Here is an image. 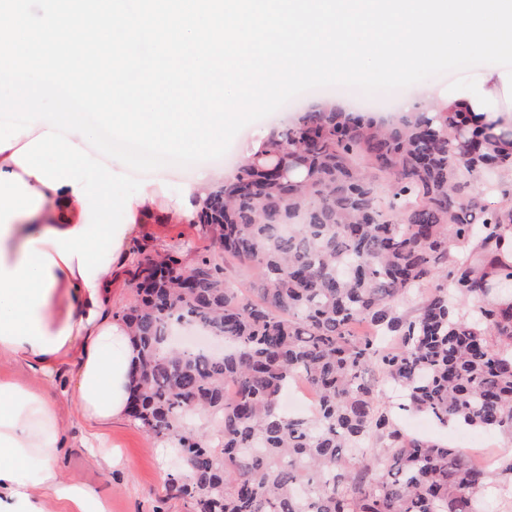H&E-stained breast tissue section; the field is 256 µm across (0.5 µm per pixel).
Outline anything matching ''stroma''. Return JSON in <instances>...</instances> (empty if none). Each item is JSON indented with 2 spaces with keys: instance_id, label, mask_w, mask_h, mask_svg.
I'll return each instance as SVG.
<instances>
[{
  "instance_id": "obj_1",
  "label": "stroma",
  "mask_w": 512,
  "mask_h": 512,
  "mask_svg": "<svg viewBox=\"0 0 512 512\" xmlns=\"http://www.w3.org/2000/svg\"><path fill=\"white\" fill-rule=\"evenodd\" d=\"M320 90H313L294 98L293 110L279 109L266 118L244 127L233 139L228 153L240 159L256 129H265L275 123L290 120L294 110L308 109L311 100L319 98ZM169 252L178 254L189 250L195 257L208 255L224 263L226 278L246 284L254 271L248 266L225 261L213 246L211 237L203 235L195 224H168L163 228ZM41 389L55 396L71 446L60 461L63 475L77 483L89 486L106 496L112 503V512H190L189 502L169 490L171 479L183 475L180 457L175 453L158 454L157 442L131 418L117 419L102 426L106 444L122 457L121 464L105 469L85 450L90 434L77 407L59 396L56 384L41 382ZM400 427L410 437H427L460 449L469 456L488 462L512 454V437L488 433L475 427L451 423L440 424L433 416L414 412L400 415Z\"/></svg>"
}]
</instances>
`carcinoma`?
I'll return each instance as SVG.
<instances>
[{"label": "carcinoma", "mask_w": 512, "mask_h": 512, "mask_svg": "<svg viewBox=\"0 0 512 512\" xmlns=\"http://www.w3.org/2000/svg\"><path fill=\"white\" fill-rule=\"evenodd\" d=\"M487 144L462 114L307 111L199 216L253 280L207 256L137 263L128 415L178 442L172 487L193 512H481L512 493V456L492 474L406 437L371 382L402 410L512 435V301L482 275L512 207L472 191L502 162ZM297 381L310 415L281 409Z\"/></svg>", "instance_id": "obj_1"}]
</instances>
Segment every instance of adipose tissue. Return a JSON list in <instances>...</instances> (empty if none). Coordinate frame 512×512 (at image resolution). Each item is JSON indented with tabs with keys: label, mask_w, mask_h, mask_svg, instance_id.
I'll return each mask as SVG.
<instances>
[{
	"label": "adipose tissue",
	"mask_w": 512,
	"mask_h": 512,
	"mask_svg": "<svg viewBox=\"0 0 512 512\" xmlns=\"http://www.w3.org/2000/svg\"><path fill=\"white\" fill-rule=\"evenodd\" d=\"M402 20L409 42L392 38L353 65L370 77L411 71L437 54L486 59L482 69L404 98L403 112H466L489 126L507 163L494 199L512 191V0H378ZM227 178L206 170L180 196L163 180L125 193L120 176L80 134L39 121L0 130V358L59 382L82 419L124 418L137 349L112 313L131 247L148 224H190ZM123 214L113 223L111 208ZM68 446L56 401L30 383L0 380V512H111L110 502L67 480L58 461ZM41 465L37 486L21 473Z\"/></svg>",
	"instance_id": "adipose-tissue-1"
}]
</instances>
